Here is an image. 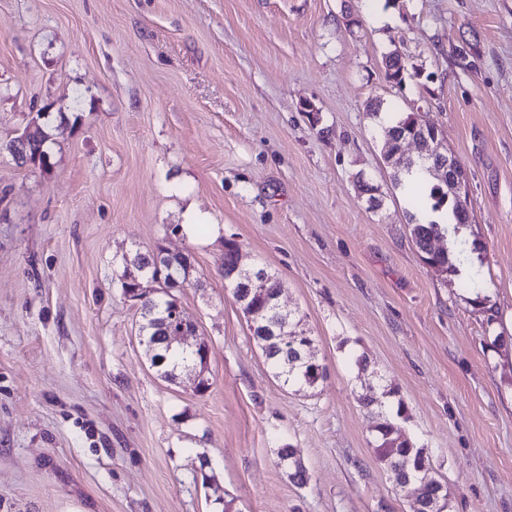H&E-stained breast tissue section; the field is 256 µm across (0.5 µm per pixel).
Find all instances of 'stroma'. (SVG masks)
Instances as JSON below:
<instances>
[{
	"label": "stroma",
	"instance_id": "35a3bbf8",
	"mask_svg": "<svg viewBox=\"0 0 512 512\" xmlns=\"http://www.w3.org/2000/svg\"><path fill=\"white\" fill-rule=\"evenodd\" d=\"M376 97L464 168L479 292L423 261ZM35 116L46 171L6 149ZM190 204L220 236L173 232ZM228 241L277 275L316 388L272 376ZM159 244L193 265L202 394L151 366L122 292L124 254ZM510 350L512 0H0V512H413L363 395L404 408L448 512H512ZM385 62L387 65L385 78L389 83H392L396 86H402L408 78L412 79L419 76L417 71H414L413 73L409 71L407 64L397 50L386 56Z\"/></svg>",
	"mask_w": 512,
	"mask_h": 512
}]
</instances>
